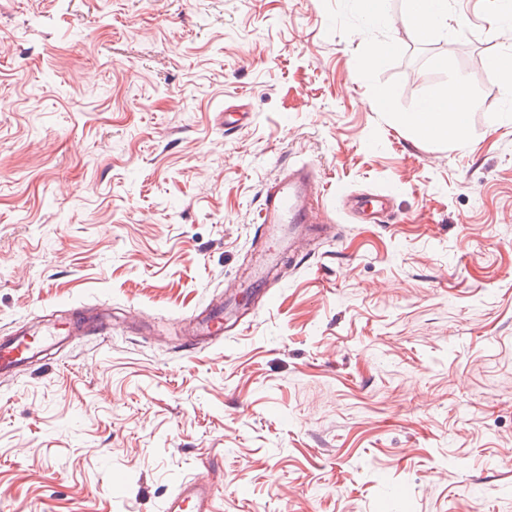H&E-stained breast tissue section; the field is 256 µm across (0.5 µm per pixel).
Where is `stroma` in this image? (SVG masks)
I'll list each match as a JSON object with an SVG mask.
<instances>
[{
  "mask_svg": "<svg viewBox=\"0 0 512 512\" xmlns=\"http://www.w3.org/2000/svg\"><path fill=\"white\" fill-rule=\"evenodd\" d=\"M0 0V512H512V0ZM390 47L371 68L374 44ZM463 79L457 144L404 115ZM248 113L224 128L225 110ZM314 171L318 233L223 340L196 319ZM386 194L379 223L336 198ZM428 2L426 8L413 7L411 12L412 23L423 32L441 29L446 26L448 19V1L429 0ZM66 338L65 332L55 327L34 344L21 336H7L0 342V375L10 374L20 365L34 361L43 352V348L53 346L58 340ZM213 488L203 482H182L165 499L163 512H213Z\"/></svg>",
  "mask_w": 512,
  "mask_h": 512,
  "instance_id": "1",
  "label": "stroma"
}]
</instances>
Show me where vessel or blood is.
I'll return each mask as SVG.
<instances>
[{
	"label": "vessel or blood",
	"instance_id": "1",
	"mask_svg": "<svg viewBox=\"0 0 512 512\" xmlns=\"http://www.w3.org/2000/svg\"><path fill=\"white\" fill-rule=\"evenodd\" d=\"M314 187L311 170L299 167L289 172L271 190H268L258 218L272 240L273 254L267 258L266 265L260 266L251 281L252 287H259L267 273L269 264L279 259L291 238L302 231L310 222V213L304 201ZM342 204L351 212L360 215L362 222L374 220L381 210L378 201L361 200L345 194ZM64 331L53 329L43 335L41 341L32 343L21 336H9L0 340V375L12 373L20 365L32 362L44 348L53 346L64 339ZM213 489L209 484L187 480L182 482L165 499L163 512H214Z\"/></svg>",
	"mask_w": 512,
	"mask_h": 512
}]
</instances>
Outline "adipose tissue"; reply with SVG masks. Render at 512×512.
<instances>
[{
	"instance_id": "1",
	"label": "adipose tissue",
	"mask_w": 512,
	"mask_h": 512,
	"mask_svg": "<svg viewBox=\"0 0 512 512\" xmlns=\"http://www.w3.org/2000/svg\"><path fill=\"white\" fill-rule=\"evenodd\" d=\"M479 100L473 98L464 82H455L448 99L430 104L417 105L408 113L407 120L429 136L462 140L467 136V126L460 120L461 114L478 108Z\"/></svg>"
}]
</instances>
